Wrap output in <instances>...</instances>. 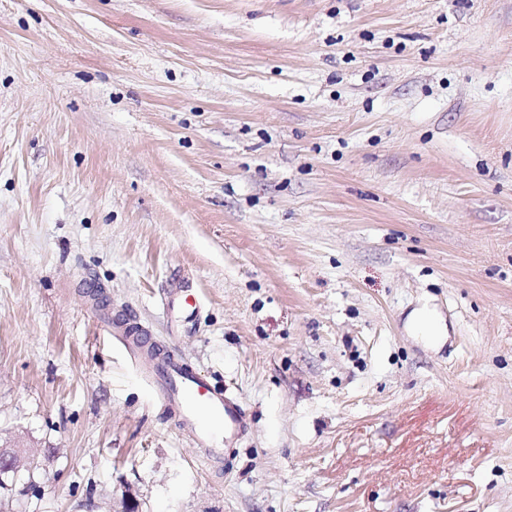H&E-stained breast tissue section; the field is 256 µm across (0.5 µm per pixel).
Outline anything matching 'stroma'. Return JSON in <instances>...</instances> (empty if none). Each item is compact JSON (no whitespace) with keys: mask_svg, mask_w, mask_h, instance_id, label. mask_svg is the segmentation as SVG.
Instances as JSON below:
<instances>
[{"mask_svg":"<svg viewBox=\"0 0 512 512\" xmlns=\"http://www.w3.org/2000/svg\"><path fill=\"white\" fill-rule=\"evenodd\" d=\"M0 440L6 512H512V0H0ZM409 330L426 340L437 343L445 336V325L434 310L423 307L415 310L408 322ZM145 373L155 380L166 412L176 418L201 448L221 453L228 436L248 429L246 411L212 388L204 375L173 356L150 355L141 361ZM35 458L31 452L22 448H0V481L17 478L24 472H32L35 468Z\"/></svg>","mask_w":512,"mask_h":512,"instance_id":"35a3bbf8","label":"stroma"}]
</instances>
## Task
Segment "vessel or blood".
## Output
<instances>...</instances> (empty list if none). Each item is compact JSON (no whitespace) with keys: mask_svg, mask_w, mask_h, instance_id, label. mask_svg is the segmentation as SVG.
<instances>
[{"mask_svg":"<svg viewBox=\"0 0 512 512\" xmlns=\"http://www.w3.org/2000/svg\"><path fill=\"white\" fill-rule=\"evenodd\" d=\"M155 380L166 412L176 418L196 443L221 452L229 438L245 433L248 419L242 406L212 388L204 375L172 356H152L142 361Z\"/></svg>","mask_w":512,"mask_h":512,"instance_id":"obj_1","label":"vessel or blood"}]
</instances>
